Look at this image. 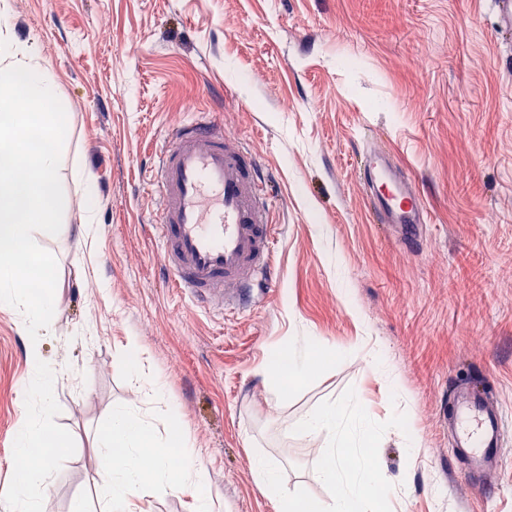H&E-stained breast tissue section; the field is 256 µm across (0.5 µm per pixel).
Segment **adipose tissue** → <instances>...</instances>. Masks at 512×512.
<instances>
[{
    "label": "adipose tissue",
    "instance_id": "obj_1",
    "mask_svg": "<svg viewBox=\"0 0 512 512\" xmlns=\"http://www.w3.org/2000/svg\"><path fill=\"white\" fill-rule=\"evenodd\" d=\"M54 379L53 372L40 360H33L26 385L33 414L18 427L14 438L13 463L18 481L8 494L10 512H40L33 491L47 484L49 447L58 439L47 418ZM299 426L307 435L321 440L324 463L318 478L337 491L330 512H379L386 489L383 476L374 469L367 452L376 428L364 408L332 404L305 414ZM101 443L103 477L110 489L105 512H130L132 499L152 484L190 493L197 502V512H212L199 453L190 439H181L175 450L163 446L142 417L116 406ZM252 466L258 485L278 502L279 512H317L316 507L283 494L280 468L275 461L259 456Z\"/></svg>",
    "mask_w": 512,
    "mask_h": 512
}]
</instances>
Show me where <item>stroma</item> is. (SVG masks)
I'll return each mask as SVG.
<instances>
[{
  "instance_id": "35a3bbf8",
  "label": "stroma",
  "mask_w": 512,
  "mask_h": 512,
  "mask_svg": "<svg viewBox=\"0 0 512 512\" xmlns=\"http://www.w3.org/2000/svg\"><path fill=\"white\" fill-rule=\"evenodd\" d=\"M0 40L34 46L55 75L67 134L61 230L33 238L57 261L49 335L0 307V512L27 400L30 347L56 373L50 414L67 444L43 512H101L98 439L112 409L139 412L200 452L214 512H278L251 472L280 467L290 496L325 508L308 412L359 403L387 480L381 512H512V20L496 0H5ZM210 112L269 178L277 286L247 311L197 309L168 281L149 188L168 134ZM385 145L431 217L418 246L378 223L359 190ZM95 188L85 198L82 177ZM92 211L90 236L77 230ZM314 338L304 380L269 360ZM387 353L393 396L362 355ZM161 379L137 390L130 365ZM489 389L506 421L491 498L460 476L448 389ZM177 408L169 417L168 405ZM412 427L420 447L408 454ZM132 512H195L152 488Z\"/></svg>"
}]
</instances>
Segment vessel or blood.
Here are the masks:
<instances>
[{
	"label": "vessel or blood",
	"instance_id": "1",
	"mask_svg": "<svg viewBox=\"0 0 512 512\" xmlns=\"http://www.w3.org/2000/svg\"><path fill=\"white\" fill-rule=\"evenodd\" d=\"M152 180L161 201L154 233L174 287L196 303L234 310L272 292V203L252 158L211 113H195L173 133ZM359 185L379 223L407 236L427 223L418 187L382 148L364 153ZM448 427L475 486L493 485L503 456L502 414L482 394L461 389Z\"/></svg>",
	"mask_w": 512,
	"mask_h": 512
}]
</instances>
